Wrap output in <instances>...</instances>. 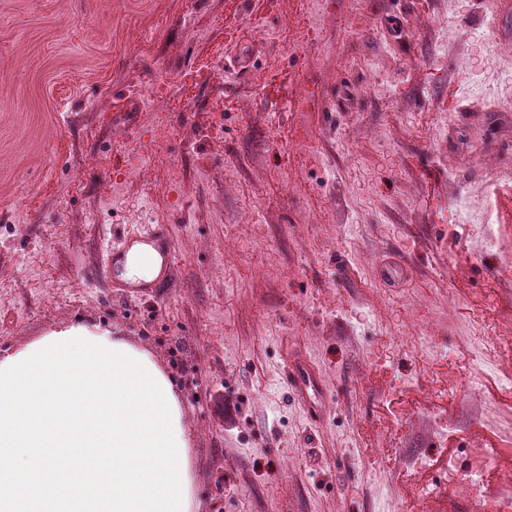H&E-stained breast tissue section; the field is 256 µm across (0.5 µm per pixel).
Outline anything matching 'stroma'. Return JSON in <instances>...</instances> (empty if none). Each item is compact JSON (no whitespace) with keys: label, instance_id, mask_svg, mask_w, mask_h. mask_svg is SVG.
Returning <instances> with one entry per match:
<instances>
[{"label":"stroma","instance_id":"1","mask_svg":"<svg viewBox=\"0 0 512 512\" xmlns=\"http://www.w3.org/2000/svg\"><path fill=\"white\" fill-rule=\"evenodd\" d=\"M292 2L0 0V356L78 323L147 349L183 407L197 512H498L512 277L455 201L505 172L492 202L512 246V81L471 36L491 23L512 40V16L492 0H331L316 55L272 37L299 30ZM308 89L300 135L290 105ZM131 141L162 216L185 201L202 216L170 225L177 272L144 298L92 280L140 204L93 214ZM477 319L494 364L469 343ZM293 356L315 370L304 397L281 379Z\"/></svg>","mask_w":512,"mask_h":512}]
</instances>
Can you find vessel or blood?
<instances>
[{"label":"vessel or blood","mask_w":512,"mask_h":512,"mask_svg":"<svg viewBox=\"0 0 512 512\" xmlns=\"http://www.w3.org/2000/svg\"><path fill=\"white\" fill-rule=\"evenodd\" d=\"M137 246L150 247L159 258L158 272L151 280H132L124 275L129 254ZM176 270L175 246L167 225L148 224L144 229L126 232L118 242L113 243L107 253L102 275L107 283L127 294L143 297L167 285L174 278ZM284 377L287 385L297 390L313 383L310 370L295 361L285 366Z\"/></svg>","instance_id":"obj_1"}]
</instances>
